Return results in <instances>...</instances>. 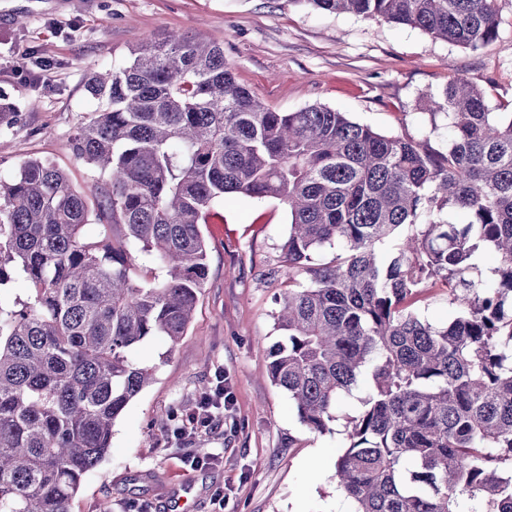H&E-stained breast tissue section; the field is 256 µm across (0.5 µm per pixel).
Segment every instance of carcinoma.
<instances>
[{
    "label": "carcinoma",
    "instance_id": "cac0c4a2",
    "mask_svg": "<svg viewBox=\"0 0 512 512\" xmlns=\"http://www.w3.org/2000/svg\"><path fill=\"white\" fill-rule=\"evenodd\" d=\"M301 2L473 52L497 35L496 0ZM85 89L103 109L70 146L100 172L95 204L48 160L0 180V287L29 285L0 303V512H71L116 419L153 382L131 352L187 332L209 275L199 224L226 194L288 212L284 340L267 375L301 422L328 430L339 396L370 377L336 460L353 512H512V112L448 82L432 101L448 114L440 152L323 105L276 111L223 46L179 31ZM486 248L490 283L475 262ZM132 249L164 277L132 278ZM436 286L457 310L445 327L415 307Z\"/></svg>",
    "mask_w": 512,
    "mask_h": 512
}]
</instances>
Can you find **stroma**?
<instances>
[{
    "instance_id": "1",
    "label": "stroma",
    "mask_w": 512,
    "mask_h": 512,
    "mask_svg": "<svg viewBox=\"0 0 512 512\" xmlns=\"http://www.w3.org/2000/svg\"><path fill=\"white\" fill-rule=\"evenodd\" d=\"M498 34L473 52L380 17L332 14L301 0H0V179L30 158L53 161L93 193L97 173L72 154L77 127L99 109L84 87L93 70L122 65L134 46L173 29L223 44L237 81L280 112L324 105L387 135L438 151L448 117L430 98L465 77L489 111L512 112V0H497ZM201 230L209 278L185 336L146 342L137 363L154 381L126 407L101 464L71 512H352L333 478L346 426L362 410L368 376L338 401L329 431H310L266 376L283 339L275 297L288 286L281 246L288 214L272 198L225 195ZM224 413L177 436L173 408L216 385ZM203 466L184 465L185 457Z\"/></svg>"
}]
</instances>
